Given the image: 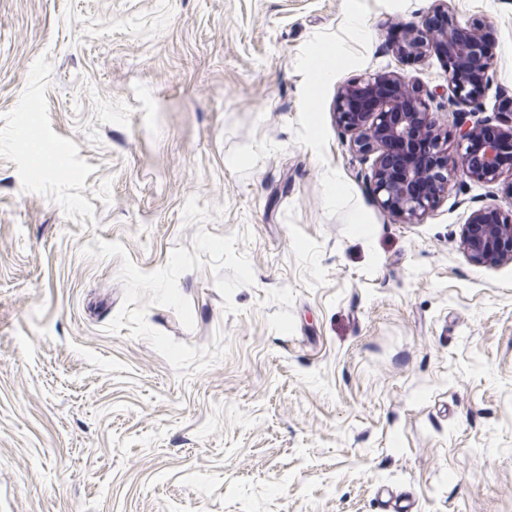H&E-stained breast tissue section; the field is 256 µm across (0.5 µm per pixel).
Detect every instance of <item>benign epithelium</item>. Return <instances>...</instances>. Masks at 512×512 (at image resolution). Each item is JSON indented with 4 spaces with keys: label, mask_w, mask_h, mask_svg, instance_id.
<instances>
[{
    "label": "benign epithelium",
    "mask_w": 512,
    "mask_h": 512,
    "mask_svg": "<svg viewBox=\"0 0 512 512\" xmlns=\"http://www.w3.org/2000/svg\"><path fill=\"white\" fill-rule=\"evenodd\" d=\"M433 15L445 23L408 29L395 50L402 57L434 51L446 59L445 111L456 127V155L448 156L443 147L420 90L393 72L350 82L336 98L337 122L351 135L355 150L378 153L371 179L381 207L403 222L431 210L452 175L497 184L512 172V158L502 151L512 144V112L500 113L497 124L472 119L482 110L490 81L493 41L478 29L461 36L462 26L448 20L445 0H436ZM463 243L478 265L512 260V181L502 188L501 204L471 213L463 225Z\"/></svg>",
    "instance_id": "benign-epithelium-1"
}]
</instances>
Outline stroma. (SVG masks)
<instances>
[{
    "mask_svg": "<svg viewBox=\"0 0 512 512\" xmlns=\"http://www.w3.org/2000/svg\"><path fill=\"white\" fill-rule=\"evenodd\" d=\"M434 0H0V512H512L499 186L379 207L334 114ZM496 45L512 0H447ZM512 178L502 188L500 205H490L471 213L463 225V243L470 260L493 265L512 260ZM494 218V220H492ZM382 512H412L414 503L404 494L383 486L379 489Z\"/></svg>",
    "mask_w": 512,
    "mask_h": 512,
    "instance_id": "stroma-1",
    "label": "stroma"
}]
</instances>
